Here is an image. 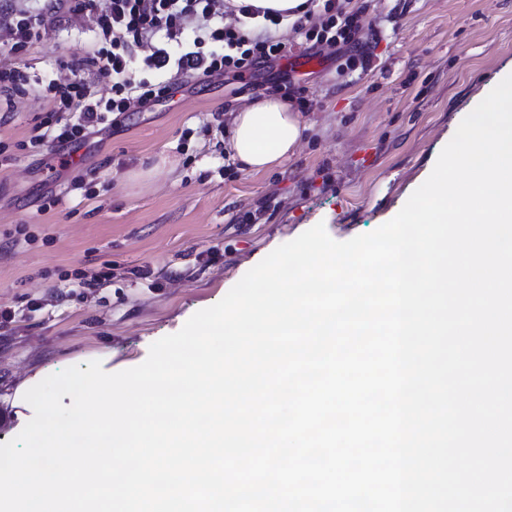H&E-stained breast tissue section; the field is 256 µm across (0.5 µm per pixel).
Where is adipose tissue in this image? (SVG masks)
I'll list each match as a JSON object with an SVG mask.
<instances>
[{
	"mask_svg": "<svg viewBox=\"0 0 512 512\" xmlns=\"http://www.w3.org/2000/svg\"><path fill=\"white\" fill-rule=\"evenodd\" d=\"M301 135L300 115L271 96L235 113L229 148L251 172L259 173L293 156Z\"/></svg>",
	"mask_w": 512,
	"mask_h": 512,
	"instance_id": "adipose-tissue-1",
	"label": "adipose tissue"
}]
</instances>
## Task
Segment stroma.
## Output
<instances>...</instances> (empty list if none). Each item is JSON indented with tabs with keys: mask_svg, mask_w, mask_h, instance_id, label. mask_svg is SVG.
<instances>
[{
	"mask_svg": "<svg viewBox=\"0 0 512 512\" xmlns=\"http://www.w3.org/2000/svg\"><path fill=\"white\" fill-rule=\"evenodd\" d=\"M370 17L384 33L375 68L351 82L327 50L321 68L301 71L303 38L285 31L307 130L292 159L262 173L224 168L217 121L263 97L226 75L128 113L49 176L19 144L51 111L43 88L62 62L98 48L95 24L60 15L20 57L0 38V65L25 64L35 88L0 117V311L11 313L0 324V444L33 416L15 398L33 375L92 360L109 373L138 366L317 223L345 242L392 219L512 70V0H372ZM140 170L149 179L132 181ZM97 272L106 280L82 287Z\"/></svg>",
	"mask_w": 512,
	"mask_h": 512,
	"instance_id": "1",
	"label": "stroma"
}]
</instances>
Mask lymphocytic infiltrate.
<instances>
[{
  "label": "lymphocytic infiltrate",
  "mask_w": 512,
  "mask_h": 512,
  "mask_svg": "<svg viewBox=\"0 0 512 512\" xmlns=\"http://www.w3.org/2000/svg\"><path fill=\"white\" fill-rule=\"evenodd\" d=\"M66 11L95 19L103 46L63 65L49 86L66 116L52 132L31 135L32 148H46L59 169L70 161L62 147L79 149L117 124L132 108L173 98L193 77L253 78L288 56L279 33L280 13L246 0H45L14 11L9 29L15 51H26L45 15ZM291 28L308 54L330 48L342 77L366 73L380 37L368 17L369 0H305ZM112 95H97V83Z\"/></svg>",
  "instance_id": "1"
}]
</instances>
